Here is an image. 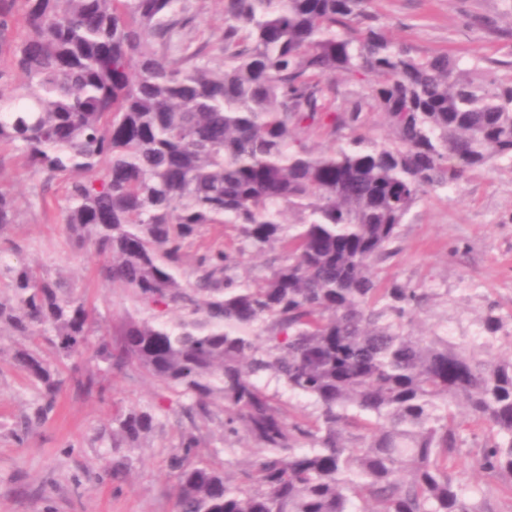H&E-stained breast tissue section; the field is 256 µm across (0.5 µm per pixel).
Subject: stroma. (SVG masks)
Wrapping results in <instances>:
<instances>
[{"label":"stroma","mask_w":512,"mask_h":512,"mask_svg":"<svg viewBox=\"0 0 512 512\" xmlns=\"http://www.w3.org/2000/svg\"><path fill=\"white\" fill-rule=\"evenodd\" d=\"M390 33L418 52H448L463 66L472 61L497 74L512 72V23L505 0H376ZM16 199L18 219L6 238L26 247L24 257L69 289L95 312L99 339L120 346L129 318L144 311L128 288L102 284L98 257L73 246L62 231L64 190H41L21 158L0 173ZM435 289L421 328L449 323L467 327L486 305L512 316V171L472 175L449 195L429 194L401 227L400 251L379 273ZM0 342V512H174L176 482L167 459L183 430L195 428L201 455L233 462L256 458L253 443L224 436V409L189 422L183 400L137 365L128 363L106 380L104 395L67 385L57 409L36 424L27 444L12 430L31 412L34 390ZM130 407L155 413L154 430L131 455L124 477L109 474L114 456L97 438L113 413Z\"/></svg>","instance_id":"1"}]
</instances>
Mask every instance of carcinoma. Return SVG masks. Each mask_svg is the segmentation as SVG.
Segmentation results:
<instances>
[{"mask_svg":"<svg viewBox=\"0 0 512 512\" xmlns=\"http://www.w3.org/2000/svg\"><path fill=\"white\" fill-rule=\"evenodd\" d=\"M206 2L0 0V169L17 155L42 191L63 185L66 237L148 312L119 350L94 344L87 302L0 240L11 291L0 340L43 342L60 361L89 353L99 374L133 362L186 399L191 420L224 405V436L252 439L257 458L231 478V462L181 435L168 460L175 512L512 501L502 318L490 305L456 337L439 324L418 335L428 294L378 277L420 200L500 162L512 169V74L414 52L388 36L374 0H220L214 43L194 36ZM367 111L384 116L380 141L363 131ZM313 134L330 145L310 149ZM17 217L0 187V232ZM205 226L236 230L237 246L200 247L187 273ZM275 248L262 284L241 279L248 257ZM12 359L37 390L22 441L65 379L35 348L17 342ZM265 375L311 399L314 418L289 416ZM155 424L119 410L105 434L132 450ZM464 455L486 489L457 480Z\"/></svg>","mask_w":512,"mask_h":512,"instance_id":"1","label":"carcinoma"}]
</instances>
